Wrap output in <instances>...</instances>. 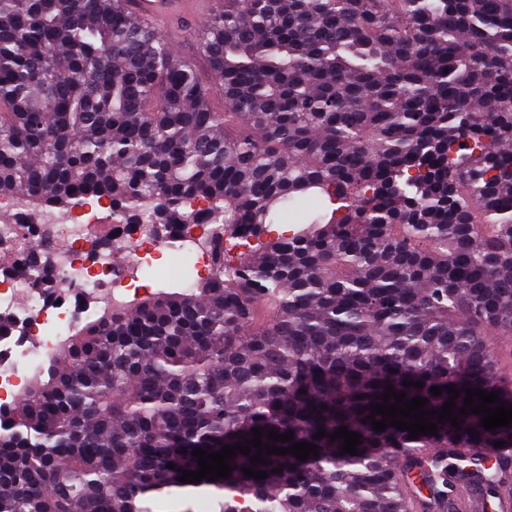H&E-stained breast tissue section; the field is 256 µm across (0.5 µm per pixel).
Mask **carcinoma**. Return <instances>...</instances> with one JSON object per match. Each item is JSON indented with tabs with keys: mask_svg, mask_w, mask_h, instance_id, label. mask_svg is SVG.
Wrapping results in <instances>:
<instances>
[{
	"mask_svg": "<svg viewBox=\"0 0 512 512\" xmlns=\"http://www.w3.org/2000/svg\"><path fill=\"white\" fill-rule=\"evenodd\" d=\"M123 2L0 0V195L65 212L106 199L132 224L224 236L208 277L105 303L0 404V512L497 498L512 457L480 450L512 448V426L460 409L468 388L512 404V0H224L197 35L220 111ZM451 384L460 427L374 430L386 386L429 411ZM341 426L359 454L331 439ZM257 427L320 455L266 454L255 480L238 453L227 478L179 482L194 449Z\"/></svg>",
	"mask_w": 512,
	"mask_h": 512,
	"instance_id": "cac0c4a2",
	"label": "carcinoma"
}]
</instances>
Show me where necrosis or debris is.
I'll list each match as a JSON object with an SVG mask.
<instances>
[{
  "mask_svg": "<svg viewBox=\"0 0 512 512\" xmlns=\"http://www.w3.org/2000/svg\"><path fill=\"white\" fill-rule=\"evenodd\" d=\"M213 227L209 224L162 228L132 224L123 215L98 203L72 212L36 209L27 202L0 196V264L6 268V287H0V314L11 330L0 333V402L8 403L32 364L30 341L51 350L60 336L84 314L89 299L103 302L113 294L134 290L139 271L151 266L169 236L182 237L196 257V272L207 276L210 258L200 250ZM65 240L62 249L44 255L43 266L53 270L50 283H41L39 268L29 264L28 252L37 241ZM126 250L128 265L112 262L113 248Z\"/></svg>",
  "mask_w": 512,
  "mask_h": 512,
  "instance_id": "obj_1",
  "label": "necrosis or debris"
}]
</instances>
